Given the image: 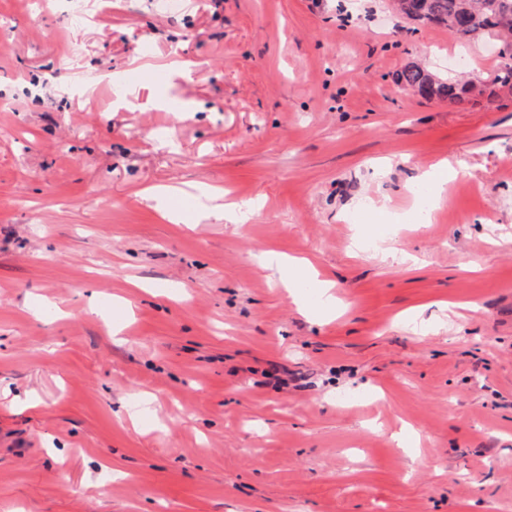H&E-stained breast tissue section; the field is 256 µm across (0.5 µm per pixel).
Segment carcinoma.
<instances>
[{
  "mask_svg": "<svg viewBox=\"0 0 512 512\" xmlns=\"http://www.w3.org/2000/svg\"><path fill=\"white\" fill-rule=\"evenodd\" d=\"M403 16L421 25L448 29L467 41L486 33L512 28V0H399ZM395 83L415 90L426 99L448 102L450 107L465 106L488 94H512V64H501L484 80L460 81L444 78L417 64H408L396 73Z\"/></svg>",
  "mask_w": 512,
  "mask_h": 512,
  "instance_id": "obj_1",
  "label": "carcinoma"
}]
</instances>
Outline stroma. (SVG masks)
<instances>
[{"label":"stroma","instance_id":"1","mask_svg":"<svg viewBox=\"0 0 512 512\" xmlns=\"http://www.w3.org/2000/svg\"><path fill=\"white\" fill-rule=\"evenodd\" d=\"M160 2L0 0V512H512V95L394 82L485 76L493 37ZM395 83L404 89L415 90L426 99L448 102L449 107L465 106L478 97L500 92L512 94V48L511 65L503 62L485 80L460 81L444 78L417 64H408L396 73ZM274 266L280 281L293 292V288H300L302 283H307L309 288L317 289L320 299V308L312 313L317 318L320 312H328L334 303V297L331 288L334 285L317 279L314 269L309 263L297 260L276 259L270 262Z\"/></svg>","mask_w":512,"mask_h":512}]
</instances>
